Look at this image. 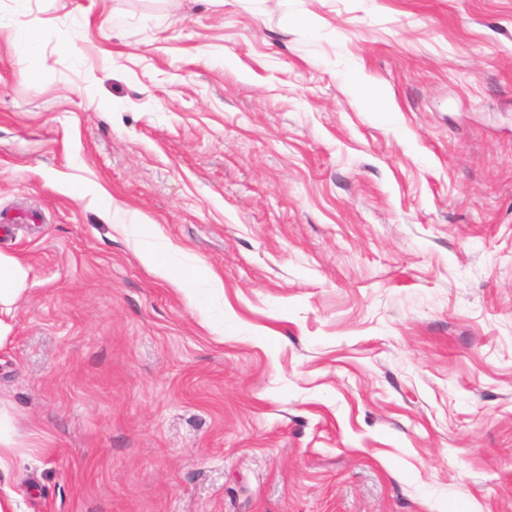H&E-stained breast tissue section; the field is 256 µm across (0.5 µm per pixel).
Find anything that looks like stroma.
<instances>
[{
  "mask_svg": "<svg viewBox=\"0 0 512 512\" xmlns=\"http://www.w3.org/2000/svg\"><path fill=\"white\" fill-rule=\"evenodd\" d=\"M0 253L19 512H512V0H0ZM39 26L37 22L17 28L14 34L15 42L21 53L30 59H37L39 44ZM156 242L151 246H142L136 253L140 261L156 275L171 281L178 290L186 293L202 306L206 318L202 325L210 332L223 335L224 333V308L216 313L209 311L201 297L202 291L215 292L224 296V281L221 275L211 266L196 260L184 270L187 274L180 275L183 269L174 264L177 256L184 250L175 245L169 239L154 235ZM28 270L12 256L0 253V348L12 330L13 313L27 296Z\"/></svg>",
  "mask_w": 512,
  "mask_h": 512,
  "instance_id": "stroma-1",
  "label": "stroma"
}]
</instances>
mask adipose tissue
<instances>
[{
  "label": "adipose tissue",
  "instance_id": "1",
  "mask_svg": "<svg viewBox=\"0 0 512 512\" xmlns=\"http://www.w3.org/2000/svg\"><path fill=\"white\" fill-rule=\"evenodd\" d=\"M182 253L181 247L160 236L153 245L139 249L137 255L152 272L171 281L193 299H200L205 291L222 292L224 281L221 275L206 263L194 262L188 272H181L174 260ZM27 279L28 270L21 261L0 253V345L7 341L13 313L28 293Z\"/></svg>",
  "mask_w": 512,
  "mask_h": 512
}]
</instances>
